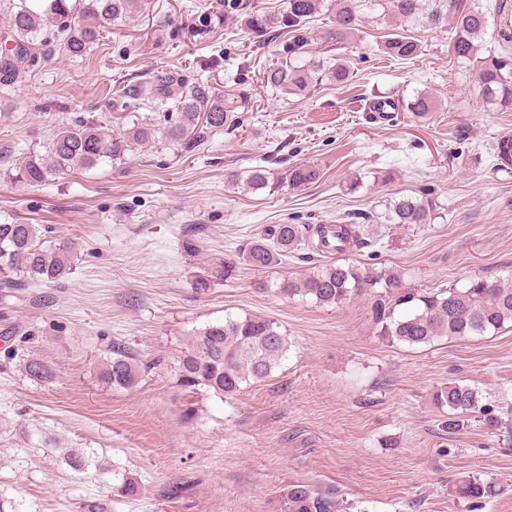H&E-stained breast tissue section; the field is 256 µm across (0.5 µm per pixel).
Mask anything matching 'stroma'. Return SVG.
Instances as JSON below:
<instances>
[{
    "instance_id": "1",
    "label": "stroma",
    "mask_w": 512,
    "mask_h": 512,
    "mask_svg": "<svg viewBox=\"0 0 512 512\" xmlns=\"http://www.w3.org/2000/svg\"><path fill=\"white\" fill-rule=\"evenodd\" d=\"M449 3L427 0L442 15L437 26L422 17L397 26L379 2L362 5L356 37L338 45L323 41L329 14L320 12L304 29L302 56L327 68L344 62L350 78L317 81L301 96L264 79L287 35L264 39L249 26L252 13H282L288 0H136L85 56L49 42L44 60L0 89V222L44 224L52 243L76 244L67 279L0 298V331L11 322L29 333L0 339V498L15 512H85L86 501L106 497L108 512H281V489L297 482L337 493L343 512H512V324L392 345L374 333L368 300L322 307L272 290L309 263L288 256L261 272L238 254L272 224L355 216L373 226L375 253L347 259L398 269L407 287L512 276V170L492 158L512 135V111L487 105L472 67L453 56ZM393 31L414 37L418 55L383 53ZM161 69L208 82L237 123L192 154L160 140L39 186L7 178L75 121L112 134L136 114L163 123L166 107L122 94ZM419 93L435 101L421 117L404 107ZM384 96L399 108L369 111ZM299 163L316 166L319 180L274 194L242 182L256 166ZM230 172L240 182H227ZM425 192L431 223H379L387 201ZM189 237L200 253L182 249ZM216 258L236 262L234 277L196 293L193 281ZM229 314L277 321L289 350L271 378L232 399H203L185 422L175 360ZM115 342L148 366L136 389L98 379ZM30 354L52 366V382L23 373ZM451 379L475 387L494 422L447 431L433 394ZM34 428L92 449L99 467L72 471L52 446L22 440ZM119 475L139 481L138 497H109ZM472 476L498 487L479 511L455 492Z\"/></svg>"
}]
</instances>
